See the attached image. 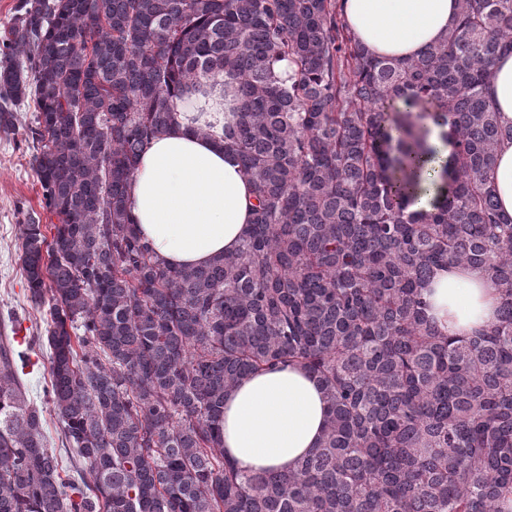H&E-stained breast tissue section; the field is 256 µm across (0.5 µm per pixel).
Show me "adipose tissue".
Listing matches in <instances>:
<instances>
[{
    "instance_id": "obj_1",
    "label": "adipose tissue",
    "mask_w": 512,
    "mask_h": 512,
    "mask_svg": "<svg viewBox=\"0 0 512 512\" xmlns=\"http://www.w3.org/2000/svg\"><path fill=\"white\" fill-rule=\"evenodd\" d=\"M349 30L369 54L409 59L447 37L458 0H342ZM491 106L512 124V52L491 76ZM169 129L151 140L130 189L138 233L155 253L177 266H201L234 252L252 222L253 195L235 151L224 146V112L205 113L210 136L198 135L185 104ZM500 214L512 222V141L502 142L491 172ZM427 313L456 334L496 321L497 290L484 270L436 271L423 292ZM326 403L318 379L296 365L252 374L224 396V452L242 472L288 471L318 448Z\"/></svg>"
}]
</instances>
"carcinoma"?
<instances>
[{"label":"carcinoma","mask_w":512,"mask_h":512,"mask_svg":"<svg viewBox=\"0 0 512 512\" xmlns=\"http://www.w3.org/2000/svg\"><path fill=\"white\" fill-rule=\"evenodd\" d=\"M512 0H459L443 41L374 57L339 0H20L7 104H35L30 299L50 304L47 392L65 481L14 337L0 335V512H504L512 499V223L488 187L512 140L488 101ZM288 77L282 78L283 62ZM214 105L254 195L238 249L151 252L130 187L152 138ZM449 126L445 181L426 124ZM429 211H411L427 192ZM481 267L497 320L450 336L435 270ZM281 364L319 379L318 448L288 472L224 462V395Z\"/></svg>","instance_id":"carcinoma-1"}]
</instances>
